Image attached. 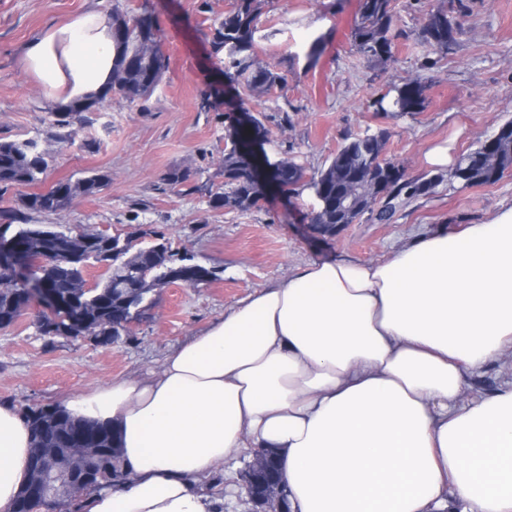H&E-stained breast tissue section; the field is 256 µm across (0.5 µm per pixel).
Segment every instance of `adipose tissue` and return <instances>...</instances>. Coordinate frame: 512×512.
<instances>
[{
	"label": "adipose tissue",
	"mask_w": 512,
	"mask_h": 512,
	"mask_svg": "<svg viewBox=\"0 0 512 512\" xmlns=\"http://www.w3.org/2000/svg\"><path fill=\"white\" fill-rule=\"evenodd\" d=\"M97 7L51 24L23 64L55 106L112 81ZM512 352V205L378 261L296 268L171 351L159 370L65 402L110 427L123 481L82 512H219L203 476L275 448L292 512H512V383L465 399ZM31 430L0 404V512L27 482Z\"/></svg>",
	"instance_id": "obj_1"
}]
</instances>
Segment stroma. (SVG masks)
Here are the masks:
<instances>
[{"label":"stroma","instance_id":"stroma-1","mask_svg":"<svg viewBox=\"0 0 512 512\" xmlns=\"http://www.w3.org/2000/svg\"><path fill=\"white\" fill-rule=\"evenodd\" d=\"M231 3L100 0L107 13L155 17L168 69L147 100L108 96L69 129L54 125V108L24 70L21 52L34 34L75 16L87 0H0V140L32 139L45 150L48 168L38 191L93 172L109 178L96 196L75 198L53 215L22 212L16 188L0 197V214L20 212L30 224L129 238L137 249L152 245V231L160 230L173 253L219 271L217 280L198 287L155 288L150 309L111 345L43 336L33 310L24 311L0 329L1 403L19 410L57 406L96 386L144 375L175 346L298 266L341 256L381 260L416 234L478 224L512 204V170L495 184L464 188L451 179L449 165L426 158L441 149L450 162L457 160L512 120V0H462L456 14L462 32L446 54L423 46L421 37L441 0H394L398 36L388 61L363 57L353 43L358 0H261L256 50L284 80L248 107L260 114L272 142L291 147L295 162L311 175L346 139L382 128L388 133L385 157L402 162L410 176L441 181L389 223L367 213L338 226L332 237L309 230L313 197L304 187L273 193L251 210L211 208L204 188L224 180L228 124L223 111L203 106L224 70L209 34ZM319 36L326 46L313 61L307 52ZM413 79L427 87L422 112L377 113L376 99ZM175 168L190 169L191 176L173 188L166 179ZM248 459L236 454L199 482L223 498L224 512H251L236 489Z\"/></svg>","mask_w":512,"mask_h":512}]
</instances>
